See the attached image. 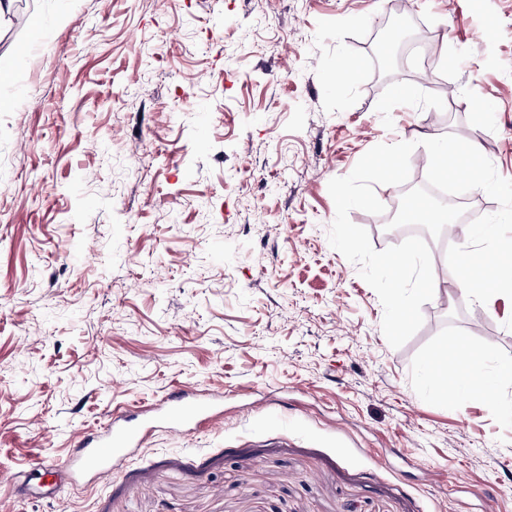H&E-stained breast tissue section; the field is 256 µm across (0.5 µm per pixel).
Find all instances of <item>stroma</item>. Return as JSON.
Listing matches in <instances>:
<instances>
[{"mask_svg": "<svg viewBox=\"0 0 512 512\" xmlns=\"http://www.w3.org/2000/svg\"><path fill=\"white\" fill-rule=\"evenodd\" d=\"M0 19V471L183 386L224 418L0 512H512V300L437 295L402 347L333 249L375 145L477 141L512 179V0H14ZM352 71L337 77L342 61ZM476 355L444 395L441 346Z\"/></svg>", "mask_w": 512, "mask_h": 512, "instance_id": "35a3bbf8", "label": "stroma"}]
</instances>
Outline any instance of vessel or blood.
Here are the masks:
<instances>
[{"label":"vessel or blood","mask_w":512,"mask_h":512,"mask_svg":"<svg viewBox=\"0 0 512 512\" xmlns=\"http://www.w3.org/2000/svg\"><path fill=\"white\" fill-rule=\"evenodd\" d=\"M223 402L224 395L220 392L176 391L159 401L142 405L139 426L117 417L102 431H79L66 459L67 479L54 484V492L72 490L84 480L111 473L138 447L141 432L154 423L174 422L185 433L194 423L212 417L215 407Z\"/></svg>","instance_id":"vessel-or-blood-1"}]
</instances>
